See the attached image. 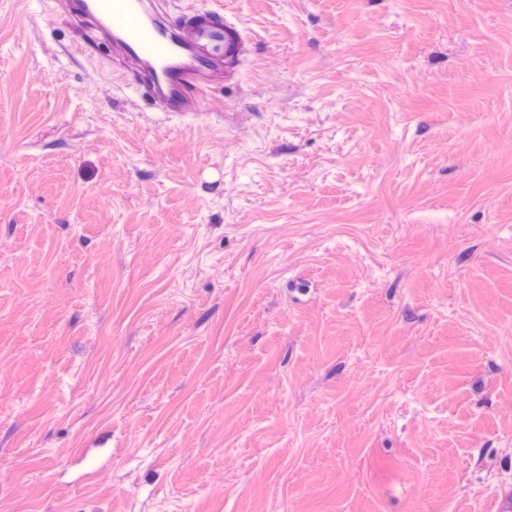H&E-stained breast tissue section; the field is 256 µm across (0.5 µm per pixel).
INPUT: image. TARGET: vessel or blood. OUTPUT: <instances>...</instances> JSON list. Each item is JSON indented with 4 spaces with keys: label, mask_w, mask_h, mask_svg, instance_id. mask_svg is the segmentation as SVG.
I'll return each instance as SVG.
<instances>
[{
    "label": "vessel or blood",
    "mask_w": 512,
    "mask_h": 512,
    "mask_svg": "<svg viewBox=\"0 0 512 512\" xmlns=\"http://www.w3.org/2000/svg\"><path fill=\"white\" fill-rule=\"evenodd\" d=\"M72 16L106 30L123 60L135 66L138 89L156 111H198L214 72L210 47L237 57L239 30L214 10H190L186 24L163 19L155 0H67Z\"/></svg>",
    "instance_id": "1"
}]
</instances>
